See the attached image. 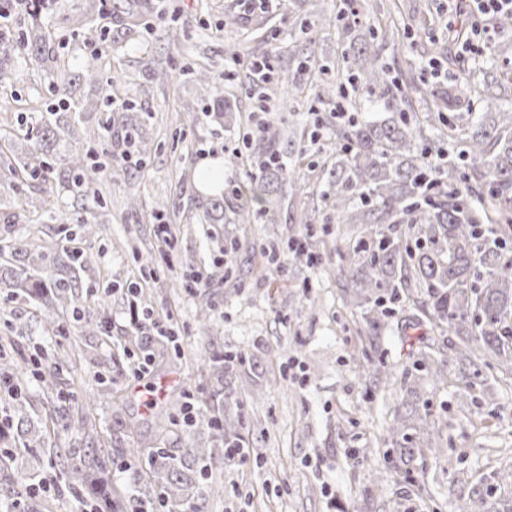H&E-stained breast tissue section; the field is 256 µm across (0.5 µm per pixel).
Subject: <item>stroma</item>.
I'll list each match as a JSON object with an SVG mask.
<instances>
[{"label":"stroma","instance_id":"obj_1","mask_svg":"<svg viewBox=\"0 0 512 512\" xmlns=\"http://www.w3.org/2000/svg\"><path fill=\"white\" fill-rule=\"evenodd\" d=\"M175 14L163 28L138 30L113 44L106 73L135 86L131 102L148 114L141 133L150 152L128 151L123 139L99 137L102 113H89L90 135L83 145L100 179L86 190L88 209L73 210L72 194L56 186L55 220L41 216L39 182L12 184L0 177V217L13 221L16 234L33 245L52 248L65 233H78L80 220L101 224L91 241H80L84 261L79 270L88 291L78 302L90 311L98 304L108 310V332L86 334L71 309L58 313L60 330L46 339L33 304L0 288V361L51 370L57 389L46 394L35 381L26 384V412L45 440L68 455H82L88 446L108 449L112 480L120 486L145 483L147 476L124 456L125 448L155 442L153 416L166 410L172 390L187 389L196 408H203L208 376L202 365L213 350L242 348L261 365L262 375L237 381V399L244 418L242 434L248 457L217 465L224 496L208 500L204 512H453L460 472L476 479L494 470L512 468V375H500L493 402L460 404L457 378L436 387L430 409L443 440L446 456L428 457L422 468L425 491H402L379 449L392 417L395 396L371 387L363 370L358 311L343 300L347 282L336 270V256L323 257L308 267L288 257L272 271L262 255L269 243L285 245L302 239L301 212H309L317 237L335 246L347 232L332 218L320 192V174L331 158L323 150L336 137L337 124L328 103L304 91L303 106L291 111L281 103L293 91L291 80L299 61L288 54L290 33L305 31L315 40L316 58L310 69L326 66L325 81L348 83L357 68L342 62L338 31L350 23L373 29L381 61L392 74L414 57L415 81H430L429 58L453 52L446 39H435L441 24L433 0H357L356 18H347L343 0H316L309 9L293 0H273L266 8L269 24L253 31L255 10L241 0H171ZM331 16L332 29L320 24ZM235 26H228L229 17ZM272 59L274 69L266 87L267 102L249 93L251 76L243 63ZM166 69L167 79L151 81L143 73L147 60ZM208 69L218 91L234 106V124L222 126L210 113L212 98L190 76ZM11 111L0 113V128L17 127L18 117L34 111L64 112L49 76L21 73L11 87ZM299 128L289 147L288 164L298 173L299 186L288 193L273 222L252 224L202 223L193 203L201 191L195 170L207 157L224 161L225 203L232 189L249 187L258 140V122ZM135 206H128V199ZM245 250L236 266L220 257L230 240ZM196 256V268L206 286L197 292L177 288L183 270L178 255ZM137 287L160 326L175 329L179 355L157 358L150 372L136 375V355L123 348L137 334L126 292ZM214 309L211 328L198 325L195 310L201 300ZM413 345L403 344L398 330L381 343L386 362L395 369L410 366L425 349L432 332L416 331ZM120 388L121 416L112 414L111 388ZM98 394L93 413L98 436L88 441L81 431L86 415L83 397ZM369 449L367 459L353 456ZM7 453L0 443V454ZM10 454V453H7ZM40 448L11 453L0 469V497L20 499L21 512H77L72 495H58L43 486L53 471L39 465ZM459 459L456 467L448 458Z\"/></svg>","mask_w":512,"mask_h":512}]
</instances>
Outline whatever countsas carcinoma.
<instances>
[{"instance_id":"cac0c4a2","label":"carcinoma","mask_w":512,"mask_h":512,"mask_svg":"<svg viewBox=\"0 0 512 512\" xmlns=\"http://www.w3.org/2000/svg\"><path fill=\"white\" fill-rule=\"evenodd\" d=\"M54 4L55 0H0V89L13 82L20 65L32 62L53 79L54 92L72 105L68 116L49 112L21 120L25 131L8 137V148L0 150V169L20 180H39L48 190L51 181L65 180L80 198L82 187L97 181L98 170L85 165L74 147L54 164L49 159L73 129L72 123L97 110V101L83 97L79 87L101 89L104 70L96 54L74 68L50 47L44 15ZM149 11V0H113L112 16L119 23L113 27L112 42L138 29ZM339 38L346 45L342 59L352 55L361 60L357 82L386 98L384 106L391 114L355 120L336 134V161L325 170L323 198L336 211L338 223L358 226L355 246H336L338 271L349 284L346 301L359 310L365 326V372L374 377V385L399 391L382 456L394 474L409 480L414 463L425 457L437 433L429 411V382H447L450 369L456 367L463 384L459 399L473 403L475 390L493 386L491 370L512 372V109L503 104L504 94L512 89V74L497 65L485 70L480 116L468 128H460L445 113L469 111L467 73H459L446 89L411 80L402 86L380 61L373 32L347 27ZM298 53L308 59L315 56V42L290 39L288 55ZM105 82L112 84L110 79ZM415 102L432 115L439 138L460 144L455 156L433 147L420 123L407 116ZM140 123L138 113L125 106L118 121L105 122L102 129L111 136L120 132L131 137ZM283 136L275 123L258 134L262 178L251 187L258 202L279 204L287 190L296 187L298 175L281 162L277 149ZM198 209L206 223H224V198L200 200ZM267 213L246 199L234 210L239 224H252ZM301 220L306 230L302 251L311 262L319 242L313 240L309 216ZM69 242L67 237L55 249L43 251L9 231L0 236V288L34 300L49 334L59 331L57 311L80 295L76 264L82 253ZM398 309L413 326L427 323L433 336L411 367L396 372L378 348ZM73 314L91 332L106 330L102 309L91 314L75 307ZM204 365L212 384L203 416L210 445L181 454L166 447L149 452L123 449L128 458L141 457L149 466V481L140 497L146 512H174L185 504L192 512H204V499L224 494L222 483L203 484L210 465L246 454L243 421L230 414L236 379L257 369L253 354L243 349L213 351ZM4 373L10 382L7 393L20 411L24 379L10 366ZM16 434L25 448L45 447L29 420H19ZM47 463L58 470V491L80 498L86 493L102 495L110 512H126L127 499L109 486L104 449L91 448L73 463L50 448ZM508 478L507 473L492 472L470 483L467 493L457 495L456 512H487V499Z\"/></svg>"}]
</instances>
